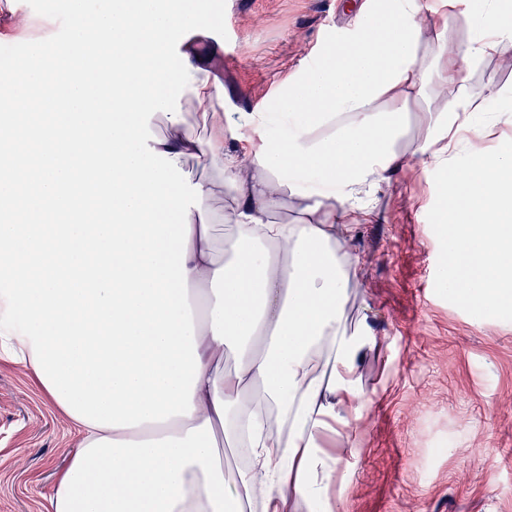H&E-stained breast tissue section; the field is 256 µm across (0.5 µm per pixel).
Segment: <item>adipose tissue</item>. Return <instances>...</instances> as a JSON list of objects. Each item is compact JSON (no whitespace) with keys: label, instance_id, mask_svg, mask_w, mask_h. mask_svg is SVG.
<instances>
[{"label":"adipose tissue","instance_id":"1","mask_svg":"<svg viewBox=\"0 0 512 512\" xmlns=\"http://www.w3.org/2000/svg\"><path fill=\"white\" fill-rule=\"evenodd\" d=\"M464 39L449 41L455 23ZM193 68L176 121L158 151L204 170L200 210L189 216L188 302L200 308L201 360L191 417L77 435L45 512H282L343 485L358 456L351 437L365 409L356 371L375 336L348 326L346 287L358 262L342 246L369 210L365 197L417 162L444 170L437 222L450 297L472 313L512 312V143L494 154L461 145L458 128L512 114L481 111L466 74L512 55V0H370L359 24L331 35L321 55L282 81L272 110L232 119L208 52L183 40ZM452 95L441 92L443 86ZM420 104L415 136L407 122ZM201 113L209 133L189 122ZM332 185L308 193L299 177ZM233 237L217 258L216 224ZM238 367L224 369L226 352ZM335 433V453L322 450ZM248 449L250 465L225 472L219 444Z\"/></svg>","mask_w":512,"mask_h":512}]
</instances>
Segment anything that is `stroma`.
Here are the masks:
<instances>
[{"label": "stroma", "instance_id": "35a3bbf8", "mask_svg": "<svg viewBox=\"0 0 512 512\" xmlns=\"http://www.w3.org/2000/svg\"><path fill=\"white\" fill-rule=\"evenodd\" d=\"M365 0H226L224 49L210 66L225 111L272 106L280 83ZM56 20L0 0V45L42 40ZM444 175L422 167L373 190L350 250L349 324L378 346L358 365L362 449L332 487L338 512H512V317H478L439 280L436 210ZM76 439L29 372L0 361V512H42Z\"/></svg>", "mask_w": 512, "mask_h": 512}]
</instances>
